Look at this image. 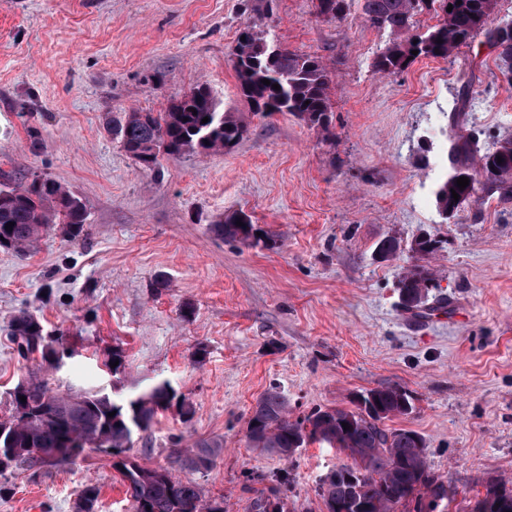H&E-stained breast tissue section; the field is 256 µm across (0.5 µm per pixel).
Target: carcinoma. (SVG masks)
<instances>
[{"mask_svg":"<svg viewBox=\"0 0 512 512\" xmlns=\"http://www.w3.org/2000/svg\"><path fill=\"white\" fill-rule=\"evenodd\" d=\"M327 9L318 17L343 20L353 4H358L364 22L391 36L388 46L374 60L375 72L395 74L416 57L448 59L453 51L475 35L486 33L499 49V57L512 73V22L487 28L496 0H326ZM452 11H447L448 6ZM439 8L442 19L426 32L413 35L414 17L423 9ZM245 39H236L233 68L241 96L252 111L261 115L289 112L312 125H323L331 109L332 76L319 57L298 53L282 46L255 26L246 24ZM418 54H412V51ZM270 84L265 85L262 80ZM280 89H273V85ZM208 122H202L203 118ZM107 130L123 150L145 170H154L159 156H179L184 152L206 153L226 149L240 140L245 124L234 112L221 109L210 89L198 85L172 99L163 112H126L107 122ZM452 173L435 192L439 214L448 218V208L460 205L482 192L506 200L512 197V147L500 145L476 154L474 142L465 134L450 138L447 153ZM472 170L469 185L457 187L458 167ZM459 199H454L452 193ZM0 248L25 255L33 251L45 234L57 226L66 227L67 237L81 240L86 235L87 216L81 201L62 184L36 178L0 189ZM243 222L239 226L236 221ZM14 223L7 228L8 223ZM212 231L245 246L258 243L251 217L232 212L212 225ZM442 241L429 235L415 238L410 251L430 256L441 249ZM434 276L424 265L409 266L398 284L405 307L425 304ZM41 322L28 311L11 321V335L21 353H40L42 363L29 372L28 418L0 419V449L15 448L12 466L24 470L39 468L32 449L53 458L51 465L74 464L88 450L119 457L115 467L123 475L133 512H212L211 499L199 484L184 481L166 468L142 466L129 457L132 435L138 424L149 426L161 410L171 406L175 395L163 382L149 392L116 402L101 392H59L45 373L65 355L63 334L46 337ZM363 409L327 408L291 416L281 392L269 388L258 400L247 423V437L256 448L270 449L289 459L309 443H325L349 452L353 465L332 472L323 481L318 495L323 502L354 499L371 505L372 512H445L448 487L430 472L425 440L417 432L386 428L383 421L409 415L410 396L394 386L380 387L362 394ZM116 412L110 417L108 413ZM349 429H344L342 423ZM201 450L181 460L195 470L210 467L221 453L220 443H202ZM285 503L277 490L260 492L252 504L254 512H284Z\"/></svg>","mask_w":512,"mask_h":512,"instance_id":"cac0c4a2","label":"carcinoma"}]
</instances>
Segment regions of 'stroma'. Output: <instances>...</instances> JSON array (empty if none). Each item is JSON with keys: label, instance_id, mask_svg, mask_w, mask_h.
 <instances>
[{"label": "stroma", "instance_id": "1", "mask_svg": "<svg viewBox=\"0 0 512 512\" xmlns=\"http://www.w3.org/2000/svg\"><path fill=\"white\" fill-rule=\"evenodd\" d=\"M248 22L328 65L327 128L250 111L231 61ZM388 42L359 8L327 21L312 0H0V174L51 178L87 212L85 240L56 231L23 257L0 249V418L40 362L9 335L27 310L70 338L55 389L120 402L166 382L191 403L189 418L172 407L134 432L128 455L198 483L224 512H249L271 487L288 512H324L322 479L351 463L316 442L289 460L250 447L248 418L273 386L295 417L406 390L413 412L388 425L424 438L431 472L455 491L449 512L487 477L512 481V199L480 197L446 220L434 198L452 115L479 151L512 137V77L482 34L384 76L373 62ZM199 84L242 117L232 148L150 172L105 129L107 113L162 112ZM240 210L262 234L255 246L211 230ZM423 233L446 242L425 261L446 303L412 322L397 283ZM387 236L406 247L390 261L376 255ZM116 347L115 372L104 352ZM203 441L223 444L208 469L176 464ZM89 480L98 512H132L100 451L1 471L0 512H73Z\"/></svg>", "mask_w": 512, "mask_h": 512}]
</instances>
